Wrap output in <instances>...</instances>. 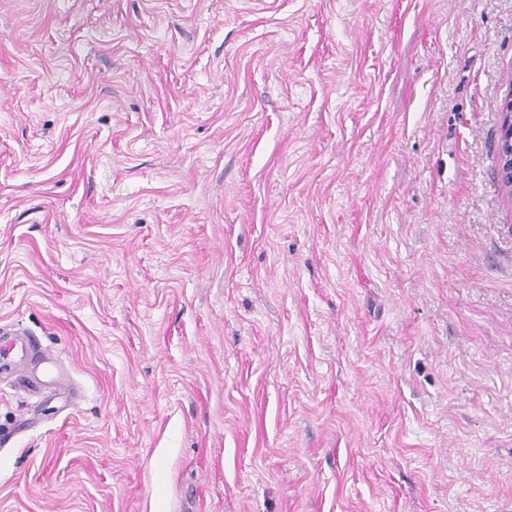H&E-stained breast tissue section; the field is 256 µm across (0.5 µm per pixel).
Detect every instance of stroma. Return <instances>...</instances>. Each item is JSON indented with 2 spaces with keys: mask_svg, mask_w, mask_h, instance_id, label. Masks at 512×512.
<instances>
[{
  "mask_svg": "<svg viewBox=\"0 0 512 512\" xmlns=\"http://www.w3.org/2000/svg\"><path fill=\"white\" fill-rule=\"evenodd\" d=\"M512 0H0V512H512ZM512 94L502 105L500 126L499 177L506 188H512Z\"/></svg>",
  "mask_w": 512,
  "mask_h": 512,
  "instance_id": "35a3bbf8",
  "label": "stroma"
}]
</instances>
